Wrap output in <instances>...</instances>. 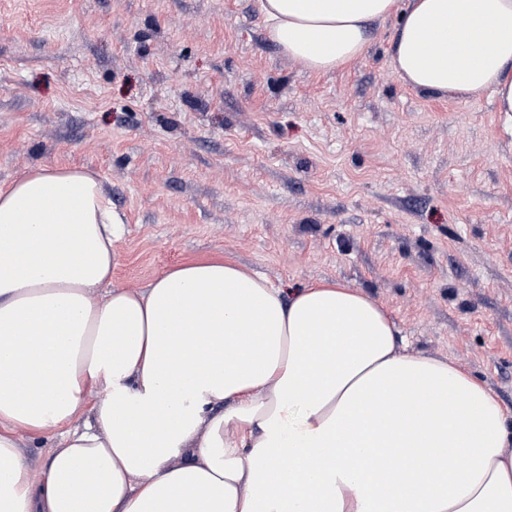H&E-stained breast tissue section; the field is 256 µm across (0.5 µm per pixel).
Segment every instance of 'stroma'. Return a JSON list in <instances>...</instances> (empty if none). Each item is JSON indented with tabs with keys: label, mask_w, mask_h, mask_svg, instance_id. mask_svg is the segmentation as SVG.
<instances>
[{
	"label": "stroma",
	"mask_w": 512,
	"mask_h": 512,
	"mask_svg": "<svg viewBox=\"0 0 512 512\" xmlns=\"http://www.w3.org/2000/svg\"><path fill=\"white\" fill-rule=\"evenodd\" d=\"M395 24L317 73L255 0H0V187L93 172L126 218L114 285L209 258L340 281L512 409V125L405 85Z\"/></svg>",
	"instance_id": "obj_1"
}]
</instances>
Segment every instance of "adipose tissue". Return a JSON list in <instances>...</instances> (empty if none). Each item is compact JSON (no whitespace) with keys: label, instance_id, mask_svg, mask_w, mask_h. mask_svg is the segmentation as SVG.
Here are the masks:
<instances>
[{"label":"adipose tissue","instance_id":"ef3b65f1","mask_svg":"<svg viewBox=\"0 0 512 512\" xmlns=\"http://www.w3.org/2000/svg\"><path fill=\"white\" fill-rule=\"evenodd\" d=\"M257 7L315 72L397 17L404 83L488 92L512 119V0ZM123 222L81 170L0 188V512H512V411L458 364L403 352L381 304L220 258L116 287Z\"/></svg>","mask_w":512,"mask_h":512}]
</instances>
